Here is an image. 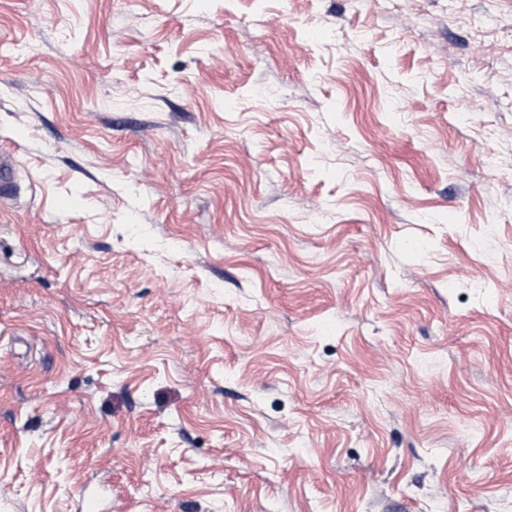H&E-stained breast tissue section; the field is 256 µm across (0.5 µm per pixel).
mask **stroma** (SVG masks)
<instances>
[{
  "label": "stroma",
  "instance_id": "1",
  "mask_svg": "<svg viewBox=\"0 0 512 512\" xmlns=\"http://www.w3.org/2000/svg\"><path fill=\"white\" fill-rule=\"evenodd\" d=\"M1 147L0 512H512V0H0ZM17 160L10 152H0V206L7 207L15 204L17 198V183L15 173Z\"/></svg>",
  "mask_w": 512,
  "mask_h": 512
}]
</instances>
